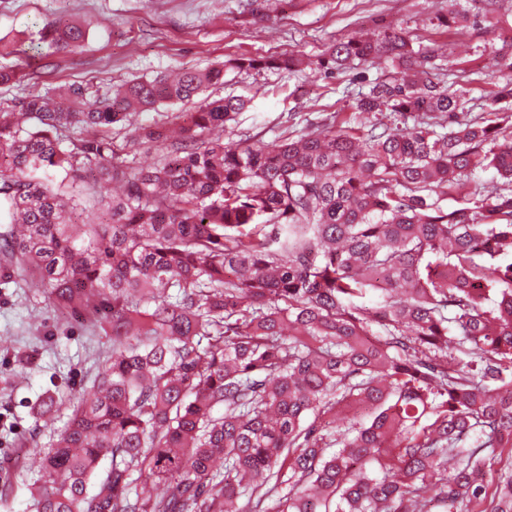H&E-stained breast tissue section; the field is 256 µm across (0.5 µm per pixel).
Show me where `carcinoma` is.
Wrapping results in <instances>:
<instances>
[{"label": "carcinoma", "mask_w": 512, "mask_h": 512, "mask_svg": "<svg viewBox=\"0 0 512 512\" xmlns=\"http://www.w3.org/2000/svg\"><path fill=\"white\" fill-rule=\"evenodd\" d=\"M85 39L59 17L27 48ZM437 56L396 27L332 41L329 73L391 61L369 118L272 150L224 141L253 98H203L222 66L0 104V292L36 280L112 343L88 391L36 399L69 414L31 512H512V121L468 115ZM489 57L494 107L512 43Z\"/></svg>", "instance_id": "cac0c4a2"}]
</instances>
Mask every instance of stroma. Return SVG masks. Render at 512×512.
<instances>
[{
	"instance_id": "35a3bbf8",
	"label": "stroma",
	"mask_w": 512,
	"mask_h": 512,
	"mask_svg": "<svg viewBox=\"0 0 512 512\" xmlns=\"http://www.w3.org/2000/svg\"><path fill=\"white\" fill-rule=\"evenodd\" d=\"M471 9L473 0H0V37L31 22L61 16L86 28L82 48L51 56L50 83H87L106 89L133 77L173 68L205 69L237 57L291 54L307 65L281 70L224 72L217 96L252 97L237 118L235 134L274 147L283 129L306 131L333 113L349 117L366 82L389 77L390 63L378 59L328 75L316 60L341 35L370 33L384 26L404 28L423 46H438L448 58L444 80L472 98L474 110H488L490 76L461 73L460 61L512 35V0H503L497 26L485 19L467 28L444 27L440 14L450 4ZM111 345L81 320L50 307L37 282L24 293L0 296V492L25 477L24 459L46 446L65 415L34 420L27 403L50 382L79 388L94 377Z\"/></svg>"
}]
</instances>
